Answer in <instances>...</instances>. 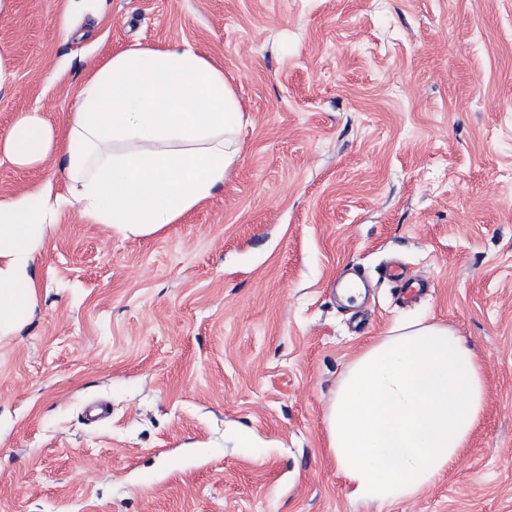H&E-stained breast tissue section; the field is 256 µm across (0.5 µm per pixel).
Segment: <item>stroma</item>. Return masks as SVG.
<instances>
[{
  "instance_id": "stroma-1",
  "label": "stroma",
  "mask_w": 512,
  "mask_h": 512,
  "mask_svg": "<svg viewBox=\"0 0 512 512\" xmlns=\"http://www.w3.org/2000/svg\"><path fill=\"white\" fill-rule=\"evenodd\" d=\"M135 44L223 70L240 151L155 234L60 216L36 309L0 337V512H512V0H10L0 132L29 110L63 129ZM46 180L67 187L0 157V197ZM421 317L478 350L485 410L414 501H355L327 404L362 345Z\"/></svg>"
}]
</instances>
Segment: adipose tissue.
<instances>
[{
	"label": "adipose tissue",
	"mask_w": 512,
	"mask_h": 512,
	"mask_svg": "<svg viewBox=\"0 0 512 512\" xmlns=\"http://www.w3.org/2000/svg\"><path fill=\"white\" fill-rule=\"evenodd\" d=\"M241 122L223 70L179 45L113 53L81 86L65 133L39 112L19 113L0 133V155L22 168L60 156L68 191L48 180L0 198V335L29 321L33 267L64 210L125 236L177 223L223 188ZM486 393L477 351L447 323H396L364 345L325 416L349 496L416 498L467 446Z\"/></svg>",
	"instance_id": "obj_1"
}]
</instances>
